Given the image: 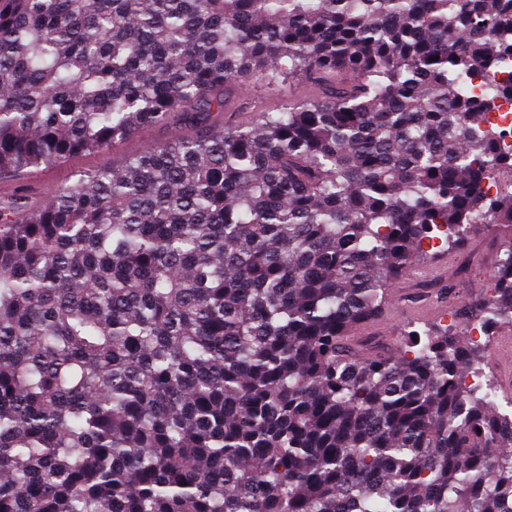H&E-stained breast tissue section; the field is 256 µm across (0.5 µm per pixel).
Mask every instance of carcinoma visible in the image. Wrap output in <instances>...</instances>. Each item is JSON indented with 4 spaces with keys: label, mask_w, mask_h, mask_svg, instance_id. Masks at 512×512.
<instances>
[{
    "label": "carcinoma",
    "mask_w": 512,
    "mask_h": 512,
    "mask_svg": "<svg viewBox=\"0 0 512 512\" xmlns=\"http://www.w3.org/2000/svg\"><path fill=\"white\" fill-rule=\"evenodd\" d=\"M313 90L215 129L229 87ZM512 0H0V512H512L487 345L346 342L512 231ZM468 324L512 326V234ZM172 130L171 127L162 126L143 127L114 148L94 154H75L61 163L32 171L29 173L32 187L26 188L29 206H43L48 195L73 180L76 174L112 167L119 164L126 155L140 153L163 143L170 137ZM36 181H41V185L36 187Z\"/></svg>",
    "instance_id": "carcinoma-1"
}]
</instances>
